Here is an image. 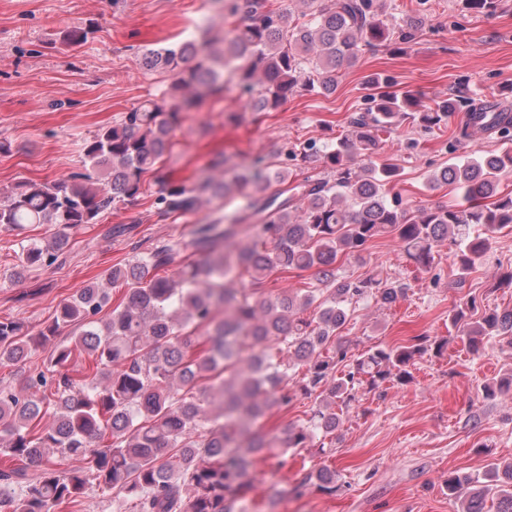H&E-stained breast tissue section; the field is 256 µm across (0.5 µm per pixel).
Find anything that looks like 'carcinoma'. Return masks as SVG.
Masks as SVG:
<instances>
[{
  "label": "carcinoma",
  "mask_w": 512,
  "mask_h": 512,
  "mask_svg": "<svg viewBox=\"0 0 512 512\" xmlns=\"http://www.w3.org/2000/svg\"><path fill=\"white\" fill-rule=\"evenodd\" d=\"M291 10L272 0H230L224 24L231 37L223 47L184 41L141 50L148 71L173 72L176 94L199 97L224 93L235 80L255 94V110L268 112L307 91L332 94L341 67L363 47L407 43L418 25L384 14L379 0H301ZM241 61L229 78L224 62ZM199 62L190 68L183 64ZM373 109L350 120L346 138L314 145L292 157L321 162L327 177L299 185L302 206L266 194L270 184H288V172L273 169L258 154L232 180L219 182L206 171L189 187L156 177L159 215L165 219L196 213L205 195L240 198L253 219L250 241L238 240V220L224 216L197 224L195 255L179 258V244L163 242L151 251L106 271L108 288L126 294L105 320L108 288L92 282L63 303L37 334L13 319H0V364H21L31 344L50 346L48 368L22 371L19 384H0V451L19 465L0 469V512H56L76 501L89 486L112 496L132 512H248L252 457L270 448H309L317 435L336 431L344 411L356 401L357 387L410 378L415 356L440 351L444 342L418 336L410 346L373 347L347 362L348 346L339 332L348 305L363 298L382 304L404 293L400 281L376 275L337 274L338 256H357L373 239L388 235L407 256L427 265L446 240L458 248V271L465 278L488 249L489 234L512 224V195L498 192L500 173L512 154H489L454 161L436 181L454 185L467 205L412 210L390 195L396 169L372 161L379 133L408 115L416 101L389 93L369 94ZM462 100H439L419 113L427 128L449 121ZM180 107L146 102L119 123L87 139L82 164L68 178L23 181L0 188V228L54 224L71 229L96 224L106 211L134 203L144 176L170 154ZM468 128L512 135V113L488 100L467 110ZM65 236L41 244L20 243L19 267H50L63 254ZM317 273L316 288L264 295L263 285L289 270ZM247 275L252 287L234 288ZM313 309V314L305 312ZM470 297L450 318L457 336L473 352L487 336H512V310L475 316ZM80 323L69 343H54L59 331ZM206 329L208 347L197 352L196 332ZM88 367L68 369L75 353ZM302 375L299 391L314 399L310 416L288 425L286 436L267 437L257 423L276 404L296 394L288 381ZM31 391L23 396L17 390ZM50 416V426L42 420ZM89 459L92 466L60 470L48 455ZM493 483L472 487L470 477L448 478V496L460 512H485L487 497L496 512H512V463L491 464ZM314 485L336 491V471L322 467L306 475L294 492Z\"/></svg>",
  "instance_id": "carcinoma-1"
}]
</instances>
